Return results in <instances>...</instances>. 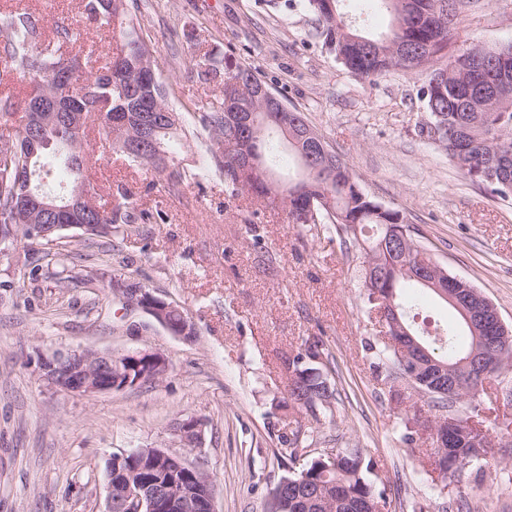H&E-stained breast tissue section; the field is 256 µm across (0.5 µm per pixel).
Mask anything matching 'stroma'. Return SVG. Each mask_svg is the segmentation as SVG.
<instances>
[{
  "label": "stroma",
  "mask_w": 512,
  "mask_h": 512,
  "mask_svg": "<svg viewBox=\"0 0 512 512\" xmlns=\"http://www.w3.org/2000/svg\"><path fill=\"white\" fill-rule=\"evenodd\" d=\"M158 72L187 126L198 125V100L214 96L201 82L195 27L203 45H233L259 68L274 92L339 152L361 189L405 215L413 235L449 274L468 280L512 325V201L464 179L420 128L429 120L418 96L419 72L371 81L326 52L314 13L266 0H137ZM453 48L512 41V0L457 6ZM95 180L113 202L130 193L147 223L123 224L112 236L63 234L53 251L68 256L76 277L58 282L40 247L17 245L0 261V512H106L102 494L112 456L135 448L180 450L179 420L196 418L202 442L193 453L218 484L216 512H263L271 488L295 466L279 458L292 429L313 431L306 455L357 448L374 458L385 512H512V372L484 385L475 403L496 446L493 458L465 465L454 483L427 481L429 444L407 447L398 409L377 381L364 341L375 314L360 296L359 249L329 233L254 216V203L230 196L217 174L187 176L179 192L148 188L145 175L102 163ZM275 261H267V253ZM118 278L174 303L195 328L172 335L101 280ZM408 313L439 327L454 310L430 291L407 288ZM318 340V362L333 391V415L312 424L288 396V362ZM142 349L165 355L163 382L90 396L66 393L40 378L41 357L62 349Z\"/></svg>",
  "instance_id": "stroma-1"
}]
</instances>
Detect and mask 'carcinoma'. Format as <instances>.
I'll return each mask as SVG.
<instances>
[{
  "instance_id": "obj_1",
  "label": "carcinoma",
  "mask_w": 512,
  "mask_h": 512,
  "mask_svg": "<svg viewBox=\"0 0 512 512\" xmlns=\"http://www.w3.org/2000/svg\"><path fill=\"white\" fill-rule=\"evenodd\" d=\"M342 2L306 0L321 23L323 47L349 72L365 79L421 70L420 99L430 123L444 129L432 142L448 154L463 177L487 185L502 200L512 199V89L498 91L491 75L493 56L512 53V43L494 48L473 44L460 66L426 69L424 65L433 58L448 56L452 40L448 0H376L392 16L390 27L376 37L361 32L362 17L346 19ZM80 9L85 27L62 26L35 48L40 25L36 12L23 5V0H5L0 6V73L26 87L25 100L40 99L53 109L52 120L38 128L40 143L34 149L26 137L33 114L21 109L22 124L13 132V113L0 114V152H9V158L0 163V257L5 255L2 245L14 242L13 233L30 246L47 245L62 235L55 230L40 236L46 224H76L84 234L105 237L114 224L149 219L144 210L137 215L131 212L127 200L117 205L97 200L91 182L99 161L95 142L126 168L164 178L173 187L186 177L172 150L181 113L168 100L141 26L128 15V0H112L108 6L104 0H81ZM92 28L97 33H112L120 41V50L110 52L97 34L90 33ZM196 66L203 81L220 87L219 94L196 105L210 141L208 171L224 177L232 195H248L265 210L283 212L289 224L321 225L335 231L348 251L359 247L357 230L370 228L372 235L364 238L363 248V301L372 309L376 293L392 289L390 297L402 323L417 335L399 296L405 284H419L407 262H416L425 251L410 234L403 213L365 194L342 156L309 126L301 112L278 95L280 109H269L257 97V90L268 84L256 68L236 57L232 47L222 52L215 47L204 50ZM478 71L487 78V87L482 94L469 97L467 87ZM133 102L145 112L171 114L172 122L152 129L137 120L120 121V113ZM282 148L297 165L295 176L287 180L278 175ZM50 152L60 157L75 186L84 187L76 209L55 217L25 201L32 194L53 197L41 189L43 158ZM246 153L255 161L247 169L242 164ZM393 227L403 229L407 258L390 247ZM457 318L458 323L445 333L447 354L440 356L428 348L434 360L453 365L476 348L489 355L491 374L512 368V341L505 344L496 337L492 320L476 333L462 314ZM366 347L391 398L403 402L395 381L409 358L375 340ZM321 354L315 342L289 362L288 396L316 422L332 413L333 391L321 373L312 374L308 367ZM476 394L477 389L468 385L455 399L430 390L418 394L422 403H412L401 417L404 443L420 442L427 435L430 418L459 412ZM309 439L306 432L295 430L284 440L281 455L297 461ZM475 439L461 428H448L447 446L434 449L443 478L454 476L459 464L472 458ZM374 469L375 461L354 448L337 452L333 462L328 454L320 453L289 476L296 480L307 473V486L288 497L286 504L270 495L266 512H356L354 505L359 502L379 508L385 502V491L369 478Z\"/></svg>"
}]
</instances>
